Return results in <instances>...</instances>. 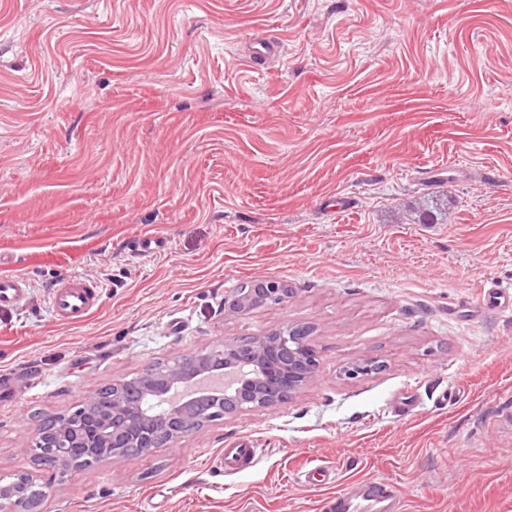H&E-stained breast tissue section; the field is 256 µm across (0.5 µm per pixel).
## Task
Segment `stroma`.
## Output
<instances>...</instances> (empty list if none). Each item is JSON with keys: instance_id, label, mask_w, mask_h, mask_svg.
Instances as JSON below:
<instances>
[{"instance_id": "35a3bbf8", "label": "stroma", "mask_w": 512, "mask_h": 512, "mask_svg": "<svg viewBox=\"0 0 512 512\" xmlns=\"http://www.w3.org/2000/svg\"><path fill=\"white\" fill-rule=\"evenodd\" d=\"M0 271L31 284L0 310V480L148 365L295 326L318 360L38 512H317L381 478L400 512H512V318L479 301L512 285V0H0ZM71 275L103 286L77 324L49 307ZM255 280L294 294L227 314ZM226 459L234 464V470H246L255 462V448L244 441H235L224 448Z\"/></svg>"}]
</instances>
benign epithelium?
Wrapping results in <instances>:
<instances>
[{
  "instance_id": "1",
  "label": "benign epithelium",
  "mask_w": 512,
  "mask_h": 512,
  "mask_svg": "<svg viewBox=\"0 0 512 512\" xmlns=\"http://www.w3.org/2000/svg\"><path fill=\"white\" fill-rule=\"evenodd\" d=\"M291 295L287 286L263 281L259 288L237 290L228 313L239 315L272 302L282 304ZM279 348L287 351V362L271 373L269 359ZM194 361V369L187 371L182 367L184 359L173 356L163 369L147 366L133 388L113 384L116 392L108 415H95L90 426L64 433L69 447L41 462L44 487L52 488L55 469L66 463L74 448L92 452L112 446L147 454L159 447L156 434L179 439L200 429L203 422L193 411L197 405L220 400L226 415L272 408L313 381L318 371L316 352L299 329L226 340L220 347L201 351Z\"/></svg>"
}]
</instances>
